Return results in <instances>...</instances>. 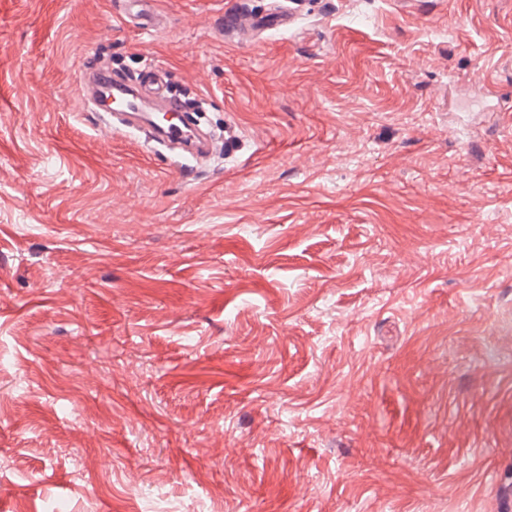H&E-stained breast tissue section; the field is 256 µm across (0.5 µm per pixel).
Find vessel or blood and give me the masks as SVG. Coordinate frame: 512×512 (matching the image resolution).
<instances>
[{
    "label": "vessel or blood",
    "mask_w": 512,
    "mask_h": 512,
    "mask_svg": "<svg viewBox=\"0 0 512 512\" xmlns=\"http://www.w3.org/2000/svg\"><path fill=\"white\" fill-rule=\"evenodd\" d=\"M293 21L292 13L281 7L251 20L237 13L226 24L264 31ZM81 95L100 112L104 132L142 130L150 141L196 159L207 158L218 148L204 132L193 131L189 113L170 93L160 68L145 69L132 81L109 68L89 67L82 76Z\"/></svg>",
    "instance_id": "1"
}]
</instances>
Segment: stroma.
Returning <instances> with one entry per match:
<instances>
[{
  "instance_id": "obj_1",
  "label": "stroma",
  "mask_w": 512,
  "mask_h": 512,
  "mask_svg": "<svg viewBox=\"0 0 512 512\" xmlns=\"http://www.w3.org/2000/svg\"><path fill=\"white\" fill-rule=\"evenodd\" d=\"M0 0V512H502L512 0ZM152 60L187 171L78 88ZM294 20L292 13L281 7L254 18L251 26L255 31H264L275 27H288Z\"/></svg>"
}]
</instances>
